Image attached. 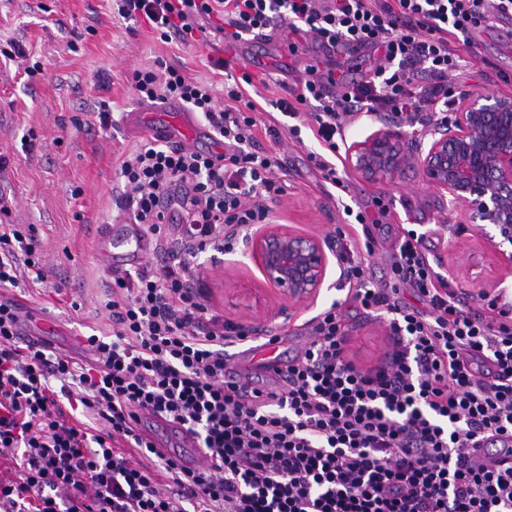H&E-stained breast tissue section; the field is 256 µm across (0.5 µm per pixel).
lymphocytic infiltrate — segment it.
Listing matches in <instances>:
<instances>
[{
    "instance_id": "1",
    "label": "lymphocytic infiltrate",
    "mask_w": 512,
    "mask_h": 512,
    "mask_svg": "<svg viewBox=\"0 0 512 512\" xmlns=\"http://www.w3.org/2000/svg\"><path fill=\"white\" fill-rule=\"evenodd\" d=\"M114 2L119 17L167 42L189 43L218 13L228 41L280 20L321 43L379 53L368 80L339 82L312 67L268 102L291 119L292 136L310 118L326 148L310 159L336 188L332 156L348 120L387 112L411 125L447 111L459 66L449 39L512 13V0ZM131 83L141 99L186 105L224 145L215 158L156 138L129 154L119 204L132 223L160 243L178 223L174 251L190 256L231 252L237 236L269 223L268 203L288 182L255 135L252 75L225 87L220 105L207 84L161 58ZM339 257L350 303L387 317L392 348L368 369L348 360L343 311L332 303L312 317L309 342L274 390L226 380L224 343L248 333L213 312L185 262L113 274L104 304L112 332L87 336L85 365L20 342L19 306L0 298V457H21L18 470L0 472V512H512V461L473 449L484 437H512V304L492 298L487 313L466 309L412 230L389 254L382 284L367 281L349 247ZM30 271L46 277L34 227L0 230V288ZM81 412L97 426L79 423ZM142 412L185 428L204 468L155 455L136 427ZM117 441L140 460L116 451ZM151 455L156 465L145 464Z\"/></svg>"
}]
</instances>
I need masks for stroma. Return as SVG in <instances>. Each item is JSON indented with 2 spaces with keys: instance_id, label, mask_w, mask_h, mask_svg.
Returning a JSON list of instances; mask_svg holds the SVG:
<instances>
[{
  "instance_id": "35a3bbf8",
  "label": "stroma",
  "mask_w": 512,
  "mask_h": 512,
  "mask_svg": "<svg viewBox=\"0 0 512 512\" xmlns=\"http://www.w3.org/2000/svg\"><path fill=\"white\" fill-rule=\"evenodd\" d=\"M222 25L221 17L213 16L206 22V40L186 47L175 40L163 42L147 24L118 17L112 0H0V46L12 41L23 49L22 56L0 60V194L10 208L0 220L34 225L49 268L44 282H21L6 295L37 321L54 327L49 343L61 355L89 360L83 338L112 332L102 306L112 273L100 237L119 212L120 162L151 136L147 130L130 134L123 122L127 112L143 106L131 76L161 57L223 98L225 76L212 65L224 55ZM501 34L497 21L475 32L472 45L453 42L465 65L449 76V89L512 96V52H503ZM72 39L77 42L73 51L66 47ZM37 61L44 70L27 82L24 69ZM103 100L112 107L114 126L108 130L101 129L97 117ZM319 149L307 130L297 139L283 136L275 145L288 172V193L270 204L274 222L323 237L342 232L356 243L362 227L351 224L341 206L358 205L377 240L374 253L363 258L372 282L387 278V253L404 231L413 230L422 234L429 258L451 287L463 293L468 307L482 309L484 301L473 296L471 284L485 278L498 280L504 300L512 301V267L486 264L485 236L462 223L446 196L411 170L390 183L349 168L340 199L330 198L309 159ZM186 263L199 275L217 314L261 335L266 317L251 310L246 295L261 275L245 245L229 254L201 253ZM347 291L344 280L324 287L315 308L287 316L278 313L281 300L270 298L271 310L278 313L282 361L300 351L307 336L304 321L316 310L344 302ZM344 314L349 358L364 368L378 365L390 348L387 321L364 317L346 304Z\"/></svg>"
}]
</instances>
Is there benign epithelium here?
I'll list each match as a JSON object with an SVG mask.
<instances>
[{
	"label": "benign epithelium",
	"instance_id": "7a95c632",
	"mask_svg": "<svg viewBox=\"0 0 512 512\" xmlns=\"http://www.w3.org/2000/svg\"><path fill=\"white\" fill-rule=\"evenodd\" d=\"M427 148L405 145L399 129L383 125L347 148L350 165L363 177L394 181L414 169L426 184L448 195L461 217L488 236L501 263L512 264V97L462 93L454 118L438 125ZM249 254L262 285L308 308L325 286L335 247L327 237L301 233L287 224H260L247 237Z\"/></svg>",
	"mask_w": 512,
	"mask_h": 512
}]
</instances>
